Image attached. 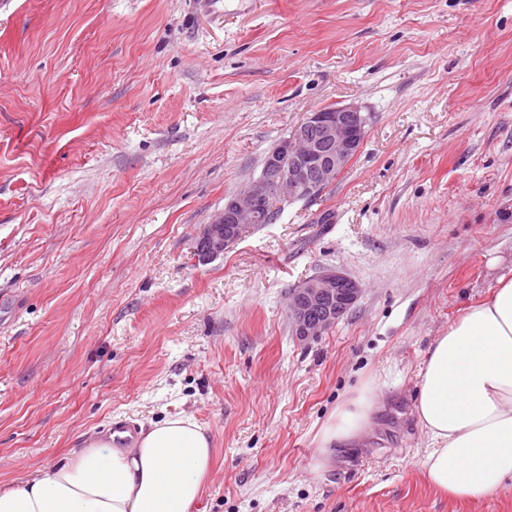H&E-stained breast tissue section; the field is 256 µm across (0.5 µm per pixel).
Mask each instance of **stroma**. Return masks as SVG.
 I'll return each instance as SVG.
<instances>
[{"label":"stroma","mask_w":512,"mask_h":512,"mask_svg":"<svg viewBox=\"0 0 512 512\" xmlns=\"http://www.w3.org/2000/svg\"><path fill=\"white\" fill-rule=\"evenodd\" d=\"M0 0V485L124 418L182 413L215 457L198 512H512V480L430 486L426 351L512 272V0ZM354 105L336 181L192 246L312 112ZM362 286L299 340L288 292ZM364 382L372 431L317 471Z\"/></svg>","instance_id":"stroma-1"}]
</instances>
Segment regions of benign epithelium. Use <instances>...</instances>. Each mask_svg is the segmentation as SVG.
Masks as SVG:
<instances>
[{"mask_svg":"<svg viewBox=\"0 0 512 512\" xmlns=\"http://www.w3.org/2000/svg\"><path fill=\"white\" fill-rule=\"evenodd\" d=\"M366 119L355 106L312 112L268 155L260 176L235 195L224 214L203 225L194 256L206 264L223 255L259 218L274 221L267 209L274 198L283 206L309 199L333 182L359 151ZM360 284L336 270L299 282L288 294V317L295 336L315 338L330 329L357 303Z\"/></svg>","mask_w":512,"mask_h":512,"instance_id":"benign-epithelium-1","label":"benign epithelium"}]
</instances>
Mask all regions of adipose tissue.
I'll use <instances>...</instances> for the list:
<instances>
[{
    "mask_svg": "<svg viewBox=\"0 0 512 512\" xmlns=\"http://www.w3.org/2000/svg\"><path fill=\"white\" fill-rule=\"evenodd\" d=\"M377 409L372 384L348 395L316 436L315 468L362 438ZM413 414L430 439L422 467L432 487L475 499L512 479V275H500L433 340ZM213 456L212 436L191 415L150 422L130 448L98 434L23 483L0 487V512H192Z\"/></svg>",
    "mask_w": 512,
    "mask_h": 512,
    "instance_id": "adipose-tissue-1",
    "label": "adipose tissue"
}]
</instances>
